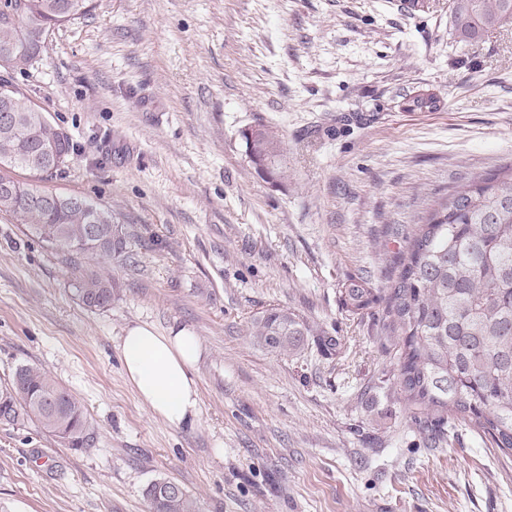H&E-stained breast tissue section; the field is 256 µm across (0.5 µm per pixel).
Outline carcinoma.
Here are the masks:
<instances>
[{
	"label": "carcinoma",
	"instance_id": "1",
	"mask_svg": "<svg viewBox=\"0 0 512 512\" xmlns=\"http://www.w3.org/2000/svg\"><path fill=\"white\" fill-rule=\"evenodd\" d=\"M91 0H0V68L24 73L43 57L50 33L88 14ZM455 31L462 41L512 18V0H452ZM440 95L419 89L407 111L433 112ZM17 116L0 124V167L53 176L71 161V138L12 82L0 78V110ZM41 190L14 181L0 192V212L11 214L39 240L103 258L126 255L123 227L112 211L80 198L44 207L30 203ZM89 308L112 306L114 286L90 274L78 285ZM342 306L359 315L384 304L397 338L396 393L409 409L427 415L434 428L470 422L503 455H512V169L479 176L436 202L424 223L406 237L390 288L375 291L362 277L341 288ZM248 335L271 353H297L312 327L280 308L254 316ZM36 422L64 448L92 445L95 431L82 404L43 368L18 366L0 386V422ZM150 512H196L187 490L169 479L144 491Z\"/></svg>",
	"mask_w": 512,
	"mask_h": 512
}]
</instances>
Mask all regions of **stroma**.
Masks as SVG:
<instances>
[{
	"label": "stroma",
	"instance_id": "stroma-1",
	"mask_svg": "<svg viewBox=\"0 0 512 512\" xmlns=\"http://www.w3.org/2000/svg\"><path fill=\"white\" fill-rule=\"evenodd\" d=\"M8 79L78 146L31 187L108 206L129 258L26 236L0 212V383L35 363L85 407L92 448L0 423V512H149L167 478L198 512H512V457L471 425L426 432L395 392L382 305L434 200L512 164V20L456 39L450 0H94ZM443 98L406 112L416 88ZM280 138L277 183L242 137ZM111 277L110 308L80 301ZM303 317L340 349L253 344L252 316ZM199 336L200 415L169 426L120 362L127 327ZM83 304L98 310L108 309L114 299L112 279L104 275L90 274L84 277L77 287Z\"/></svg>",
	"mask_w": 512,
	"mask_h": 512
}]
</instances>
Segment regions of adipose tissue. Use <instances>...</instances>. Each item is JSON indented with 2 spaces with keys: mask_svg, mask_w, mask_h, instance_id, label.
Segmentation results:
<instances>
[{
  "mask_svg": "<svg viewBox=\"0 0 512 512\" xmlns=\"http://www.w3.org/2000/svg\"><path fill=\"white\" fill-rule=\"evenodd\" d=\"M198 336L186 327L158 333L145 325L129 327L120 342L125 374L141 402L168 425H195L200 411Z\"/></svg>",
  "mask_w": 512,
  "mask_h": 512,
  "instance_id": "ef3b65f1",
  "label": "adipose tissue"
}]
</instances>
